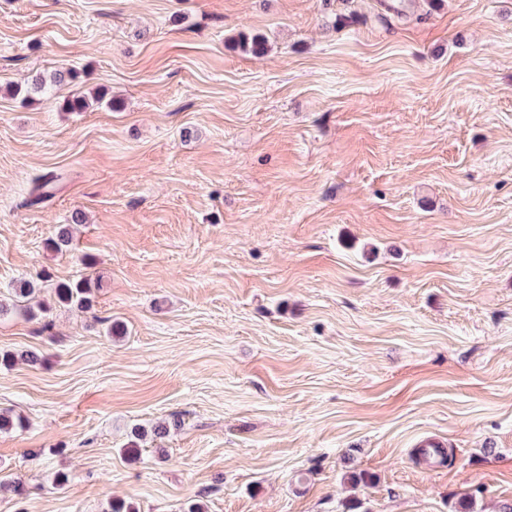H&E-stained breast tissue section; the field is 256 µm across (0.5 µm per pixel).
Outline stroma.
I'll list each match as a JSON object with an SVG mask.
<instances>
[{"label":"stroma","mask_w":512,"mask_h":512,"mask_svg":"<svg viewBox=\"0 0 512 512\" xmlns=\"http://www.w3.org/2000/svg\"><path fill=\"white\" fill-rule=\"evenodd\" d=\"M35 276L0 512H503L512 0H0V299ZM66 78H74V74L70 69L56 70L51 75L49 83L43 75H35L31 78L26 88L25 98L31 100L39 98L44 95L49 86L61 84L66 80ZM103 288L99 277H81L56 286V299L59 304L76 307L81 311H90L94 307L97 292Z\"/></svg>","instance_id":"stroma-1"}]
</instances>
